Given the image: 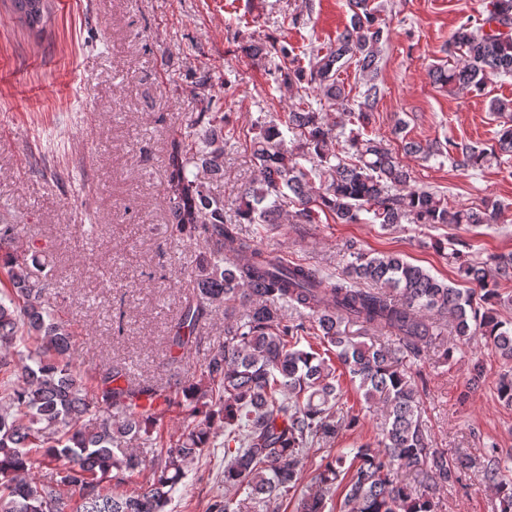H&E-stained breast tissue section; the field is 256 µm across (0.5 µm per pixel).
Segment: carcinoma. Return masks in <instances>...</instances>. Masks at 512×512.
<instances>
[{
	"instance_id": "cac0c4a2",
	"label": "carcinoma",
	"mask_w": 512,
	"mask_h": 512,
	"mask_svg": "<svg viewBox=\"0 0 512 512\" xmlns=\"http://www.w3.org/2000/svg\"><path fill=\"white\" fill-rule=\"evenodd\" d=\"M29 33L41 36L52 21L51 0H9ZM352 15L326 52L307 63L286 43L254 38L252 58H279L284 80L298 102L282 119L267 113L262 132L249 141L259 177L240 196V218L271 224L293 205L295 223L317 224L329 215L341 224H493L504 204L450 207L445 196L412 184L389 144L345 132L323 121L309 101L311 91L369 120L382 98L378 72L385 29L369 0H350ZM486 17L453 34L460 58L433 67V84L450 92L480 93L489 75L512 76V0H488ZM355 65L365 78L354 96L339 71ZM500 119L496 142L448 149L410 141L404 150L448 156L455 166L476 169L500 154H512V100L494 98ZM198 117L174 134L166 190L172 223L201 248L191 270L194 292L173 325L168 352H185L202 322L224 311V342L211 348L197 383L166 390L129 385L124 369L108 364L89 372L76 363V332L59 315L44 266L18 252L16 224H0V512H166L189 465L217 446L224 431V496L209 512H327L340 496V512H438L437 495L464 486L480 473L494 489L497 512H512V457L494 447L478 458L461 449L434 448L421 420L425 381L408 362L425 347H437V316L448 317L455 336H479L512 361V321L500 318L506 303L500 288L512 281V253L472 263L452 249L467 288L450 285L399 253L371 255L351 243L354 261L342 278L239 237L227 223L224 197L199 179L224 178L225 143L238 139L226 123L209 127ZM298 140L296 148L287 136ZM344 139L350 159L330 152ZM314 161L306 168L302 161ZM323 179L311 190L313 177ZM375 284L364 288L362 283ZM297 314L286 318L284 310ZM381 327L392 343L359 340L351 331ZM349 377L365 404L381 412L373 440L334 448L339 432L358 425L345 408L340 375ZM156 397L185 412L189 421L173 443L150 435L154 412L137 400ZM500 402L512 406V370L497 383ZM320 458L312 483L299 490L306 460ZM151 477L139 489L122 487L144 469ZM414 475L417 485L406 482Z\"/></svg>"
}]
</instances>
